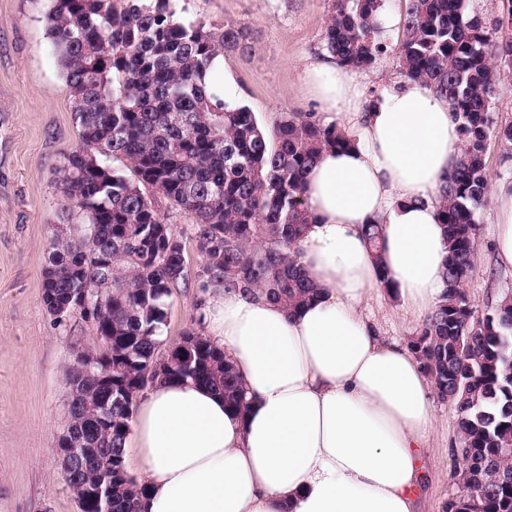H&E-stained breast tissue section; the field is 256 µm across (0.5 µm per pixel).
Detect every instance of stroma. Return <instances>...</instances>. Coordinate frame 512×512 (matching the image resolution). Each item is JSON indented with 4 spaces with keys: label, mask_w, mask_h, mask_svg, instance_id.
I'll list each match as a JSON object with an SVG mask.
<instances>
[{
    "label": "stroma",
    "mask_w": 512,
    "mask_h": 512,
    "mask_svg": "<svg viewBox=\"0 0 512 512\" xmlns=\"http://www.w3.org/2000/svg\"><path fill=\"white\" fill-rule=\"evenodd\" d=\"M177 17L220 32L246 27L245 51L224 60L247 107L264 126L283 112H319L302 76L306 58L323 53L334 0H174ZM52 0H0V512H78L57 454L69 415L68 371L78 349L98 347L96 330L80 317L57 320L43 303V269L57 222L60 192L55 170L79 143V127L51 39L46 15ZM393 17L382 35L388 50L361 70L364 98L395 80L394 49L403 35L406 0H383ZM147 194L186 238L188 285L172 289L160 354L184 332L199 330L196 302L203 257L191 241L190 218L155 189ZM477 257L464 284L477 314L512 297V269L497 267L491 251L496 211L486 202L477 213ZM384 336L411 342L422 317L403 311L382 294L372 304ZM435 430L421 450L419 512H447L461 493L456 477L457 413L433 400Z\"/></svg>",
    "instance_id": "1"
}]
</instances>
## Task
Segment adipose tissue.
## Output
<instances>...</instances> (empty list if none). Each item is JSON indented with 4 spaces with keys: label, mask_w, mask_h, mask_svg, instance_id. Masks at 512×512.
I'll return each instance as SVG.
<instances>
[{
    "label": "adipose tissue",
    "mask_w": 512,
    "mask_h": 512,
    "mask_svg": "<svg viewBox=\"0 0 512 512\" xmlns=\"http://www.w3.org/2000/svg\"><path fill=\"white\" fill-rule=\"evenodd\" d=\"M302 70L324 123L356 138L323 151L306 176L299 264L315 294L290 311L210 292L203 334L248 404L235 411L192 381H159L140 396L124 459L146 488L141 512H416L432 384L366 309L385 288L415 314L445 292L437 198L461 154L459 121L430 86L399 79L369 103L330 54ZM491 194L492 249L512 267V183ZM373 223L383 228L378 259L364 235Z\"/></svg>",
    "instance_id": "ef3b65f1"
}]
</instances>
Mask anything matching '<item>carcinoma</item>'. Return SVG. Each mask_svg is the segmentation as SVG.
<instances>
[{
	"instance_id": "1",
	"label": "carcinoma",
	"mask_w": 512,
	"mask_h": 512,
	"mask_svg": "<svg viewBox=\"0 0 512 512\" xmlns=\"http://www.w3.org/2000/svg\"><path fill=\"white\" fill-rule=\"evenodd\" d=\"M502 2L508 21L488 23L467 13L466 0H409L396 49L398 76L448 97L463 141L438 198L449 288L411 344L436 397L458 412L457 473L466 493L448 501V512H512V297L476 326L463 291L487 195L485 142L495 131L512 150V125L496 129L491 117L512 71V61L490 52L512 26V0ZM382 7V0H335L324 49L348 67L372 66L384 51L376 38ZM46 23L80 144L57 168L60 229L43 271V302L49 310L70 306L77 289H97L104 301L79 317L101 336L112 332L111 425L96 413L103 371L76 363L67 434L93 449L83 482L93 487L112 469V512H140L144 488L127 471L124 445L148 382L191 380L222 392L234 409L246 405L232 364L202 334L189 330L191 343L158 356L165 299L185 279L186 250L144 188L192 219L204 259L200 288L222 285L293 310L315 291L298 263L309 222L307 168L323 148L353 139L312 113L282 112L266 130L248 107L213 92L206 67L223 48L247 47L242 26L213 33L177 19L172 0H127L121 9L114 0H53ZM113 159L127 161L130 175Z\"/></svg>"
}]
</instances>
